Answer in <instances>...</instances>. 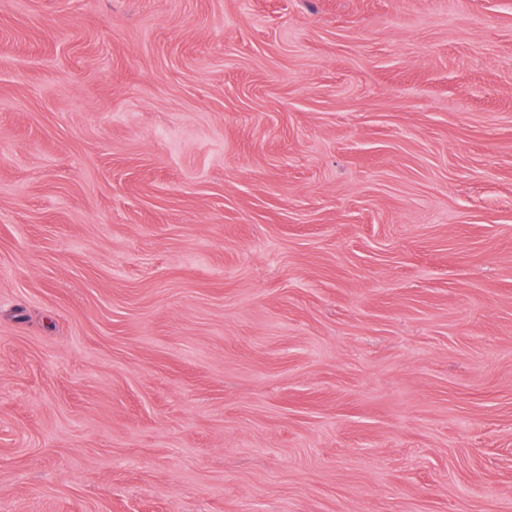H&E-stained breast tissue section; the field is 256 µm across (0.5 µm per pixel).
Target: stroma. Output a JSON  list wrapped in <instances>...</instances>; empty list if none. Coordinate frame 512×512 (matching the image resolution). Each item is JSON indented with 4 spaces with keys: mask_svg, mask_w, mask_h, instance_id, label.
<instances>
[{
    "mask_svg": "<svg viewBox=\"0 0 512 512\" xmlns=\"http://www.w3.org/2000/svg\"><path fill=\"white\" fill-rule=\"evenodd\" d=\"M0 512H512V0H0Z\"/></svg>",
    "mask_w": 512,
    "mask_h": 512,
    "instance_id": "stroma-1",
    "label": "stroma"
}]
</instances>
